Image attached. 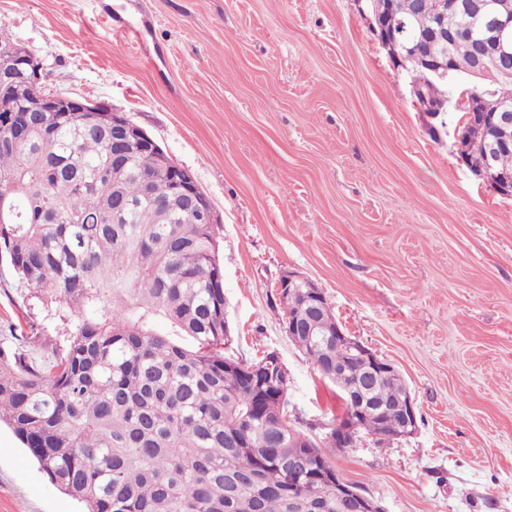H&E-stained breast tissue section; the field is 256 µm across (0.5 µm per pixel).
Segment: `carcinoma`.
<instances>
[{
    "mask_svg": "<svg viewBox=\"0 0 512 512\" xmlns=\"http://www.w3.org/2000/svg\"><path fill=\"white\" fill-rule=\"evenodd\" d=\"M403 45L413 88L434 110L448 94L412 58L432 52L451 73L470 74L497 36L479 10L448 18L444 44L423 41L437 26L435 0H388L379 18ZM34 91L18 82L17 109L0 131V258L62 335L47 354L32 337L0 338V424L48 480L85 512H349L336 495V430L315 440L279 427L288 399L258 400L250 368L264 358L224 352V268L219 225L196 224L176 200L159 195L171 180L164 157L130 145L118 155L112 115L27 112ZM132 200L126 220L113 207ZM295 289L282 320L317 322L289 337L346 398L363 386L378 413L360 432H398L393 376L372 377L325 324L329 304L310 307ZM187 336L194 346L179 339ZM308 457L300 500L288 501V460Z\"/></svg>",
    "mask_w": 512,
    "mask_h": 512,
    "instance_id": "cac0c4a2",
    "label": "carcinoma"
}]
</instances>
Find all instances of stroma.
<instances>
[{
  "label": "stroma",
  "instance_id": "obj_1",
  "mask_svg": "<svg viewBox=\"0 0 512 512\" xmlns=\"http://www.w3.org/2000/svg\"><path fill=\"white\" fill-rule=\"evenodd\" d=\"M139 30L131 42L124 27ZM0 32L46 91L105 104L188 168L221 220L233 350L276 351L288 416L322 436L344 412L282 331L288 271L391 363L417 406L408 438L333 457L384 512H512V196L461 161L462 113L431 118L365 0H0ZM57 336L0 262V336ZM0 426V512H80Z\"/></svg>",
  "mask_w": 512,
  "mask_h": 512
}]
</instances>
